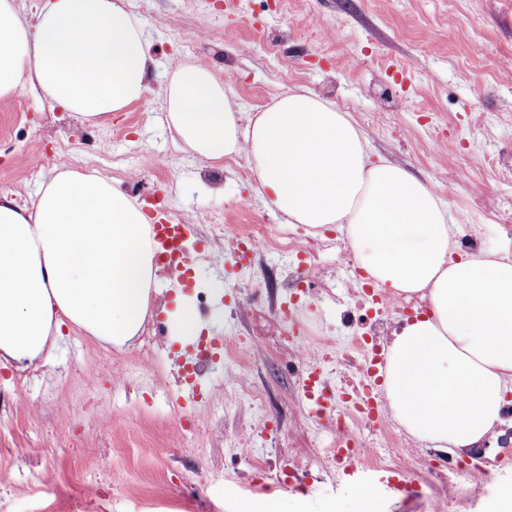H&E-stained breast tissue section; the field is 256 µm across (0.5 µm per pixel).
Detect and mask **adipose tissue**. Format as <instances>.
I'll list each match as a JSON object with an SVG mask.
<instances>
[{
  "mask_svg": "<svg viewBox=\"0 0 512 512\" xmlns=\"http://www.w3.org/2000/svg\"><path fill=\"white\" fill-rule=\"evenodd\" d=\"M153 65L125 0H44L34 21L0 0V100L39 88L96 123L140 101ZM170 129L200 161L245 153L256 190L288 223L346 227L375 285L427 299L384 351L382 394L418 441L477 447L512 390V249L454 257L436 192L372 161L349 113L302 89L244 118L223 82L194 62L165 90ZM149 220L119 180L64 170L27 203L0 194V361H49L61 324L130 345L160 279Z\"/></svg>",
  "mask_w": 512,
  "mask_h": 512,
  "instance_id": "adipose-tissue-1",
  "label": "adipose tissue"
}]
</instances>
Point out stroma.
<instances>
[{
  "label": "stroma",
  "instance_id": "1",
  "mask_svg": "<svg viewBox=\"0 0 512 512\" xmlns=\"http://www.w3.org/2000/svg\"><path fill=\"white\" fill-rule=\"evenodd\" d=\"M126 8L143 24L155 66L144 97L97 125L83 122L26 87L0 101V192L27 203L57 172H97L122 181L137 202L164 209L196 228L199 253L184 284H162L153 318L165 321L180 295L205 286L201 336L223 344L226 332L246 340L240 357L225 358L211 382L189 399L183 358L191 347L166 336L162 350L144 353L142 339L124 348L103 343L72 324L61 328L49 364L38 370L0 366V387L16 400L0 414V489L15 512H67L88 492L91 476L113 470L121 486L112 512H146L150 501L182 498L187 512H432L406 495L372 485L370 474L337 482L318 457L317 423L297 393L294 358L279 352L283 327L272 311L282 306L313 320L314 329L345 333L344 314L377 315L360 286L336 280L334 296L304 294L279 278L257 287L239 275L229 240L212 238L207 218L228 224H282L256 192L245 155L222 174L204 169L170 130L164 90L182 63L207 65L240 111L255 113L294 87L350 113L372 158L407 169L433 189L467 225L451 227L453 241L467 232L489 239L493 227L512 225V0H140ZM138 356L169 386L171 402L198 424L182 439L164 400L140 403L138 391L92 402L82 420L72 408L84 384L110 386L108 358ZM261 394L262 406L228 403L236 390ZM271 426V455L299 459L302 491L241 493L254 473L252 437ZM83 435L86 447L64 442ZM390 447L382 467L404 469L409 480L430 481L429 463L447 453L411 438L394 420L374 432ZM497 457V489L469 480L480 512H495L512 489V451ZM49 477L63 496H34Z\"/></svg>",
  "mask_w": 512,
  "mask_h": 512
}]
</instances>
